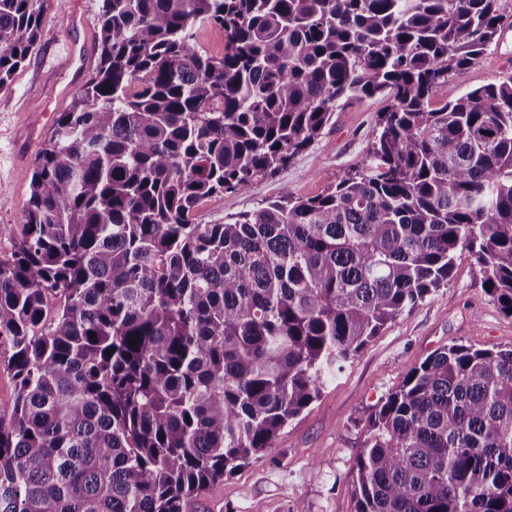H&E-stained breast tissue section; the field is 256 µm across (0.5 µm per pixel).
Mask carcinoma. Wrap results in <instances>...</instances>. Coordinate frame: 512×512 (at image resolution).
I'll list each match as a JSON object with an SVG mask.
<instances>
[{
  "instance_id": "obj_1",
  "label": "carcinoma",
  "mask_w": 512,
  "mask_h": 512,
  "mask_svg": "<svg viewBox=\"0 0 512 512\" xmlns=\"http://www.w3.org/2000/svg\"><path fill=\"white\" fill-rule=\"evenodd\" d=\"M47 2L0 0V89ZM99 26L25 222L0 225V512H184L464 249L512 311V76L432 107L498 43L499 0H102ZM376 95L362 167L198 221ZM353 473L357 512H512V347L434 350ZM194 46H201L214 55L224 51V32L213 26H202L198 29Z\"/></svg>"
}]
</instances>
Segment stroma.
I'll list each match as a JSON object with an SVG mask.
<instances>
[{
    "label": "stroma",
    "instance_id": "obj_1",
    "mask_svg": "<svg viewBox=\"0 0 512 512\" xmlns=\"http://www.w3.org/2000/svg\"><path fill=\"white\" fill-rule=\"evenodd\" d=\"M101 0H48L36 51L0 89V224L25 220L36 154L71 89L99 63ZM76 51L68 62L64 49ZM512 75V31L473 65L452 74L435 103ZM385 101L368 98L337 113L330 129L273 175L246 189L205 201L199 221L221 224L276 200L282 191L308 198L323 193L345 171L360 166ZM455 342L476 348L512 346V316L488 293L467 251L457 254L447 287L404 311L346 362L321 394L280 431L271 455L225 475L187 512H356L352 467L373 408L435 349Z\"/></svg>",
    "mask_w": 512,
    "mask_h": 512
}]
</instances>
